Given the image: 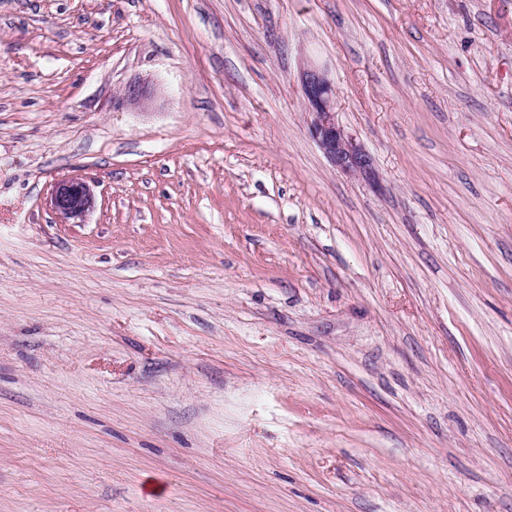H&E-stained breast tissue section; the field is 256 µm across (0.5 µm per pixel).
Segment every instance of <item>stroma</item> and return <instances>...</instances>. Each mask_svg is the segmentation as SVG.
Returning a JSON list of instances; mask_svg holds the SVG:
<instances>
[{
  "label": "stroma",
  "instance_id": "1",
  "mask_svg": "<svg viewBox=\"0 0 512 512\" xmlns=\"http://www.w3.org/2000/svg\"><path fill=\"white\" fill-rule=\"evenodd\" d=\"M0 512H512V0H0ZM299 83L309 114L307 132L338 172L374 182L371 157L356 139L336 122V90L329 73L313 63H303ZM97 203L96 193L86 180L70 177L56 182L51 192V205L55 214L71 224L83 223Z\"/></svg>",
  "mask_w": 512,
  "mask_h": 512
}]
</instances>
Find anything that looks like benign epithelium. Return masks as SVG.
Returning <instances> with one entry per match:
<instances>
[{"instance_id":"7a95c632","label":"benign epithelium","mask_w":512,"mask_h":512,"mask_svg":"<svg viewBox=\"0 0 512 512\" xmlns=\"http://www.w3.org/2000/svg\"><path fill=\"white\" fill-rule=\"evenodd\" d=\"M299 83L309 114L308 134L331 166L348 177L375 181L376 172L371 157L336 122V90L329 73L316 64L305 63L300 68ZM151 97L149 87L135 83L126 87L123 94V100L136 106ZM96 203L93 186L81 177L60 180L52 188V209L65 221L83 223L95 209Z\"/></svg>"}]
</instances>
